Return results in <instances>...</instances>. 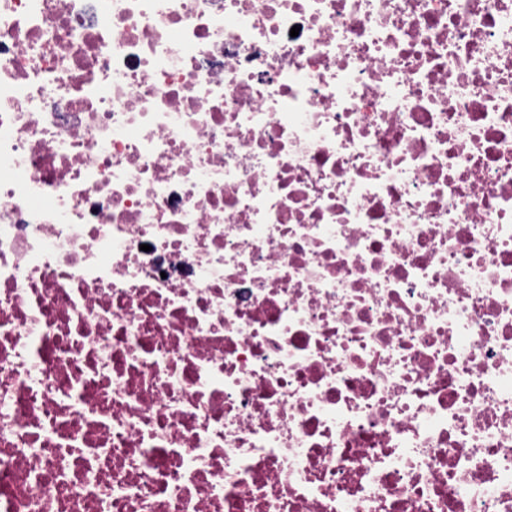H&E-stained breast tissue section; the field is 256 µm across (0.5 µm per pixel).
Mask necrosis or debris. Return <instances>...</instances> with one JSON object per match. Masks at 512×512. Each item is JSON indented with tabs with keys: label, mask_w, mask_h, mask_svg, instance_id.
Wrapping results in <instances>:
<instances>
[{
	"label": "necrosis or debris",
	"mask_w": 512,
	"mask_h": 512,
	"mask_svg": "<svg viewBox=\"0 0 512 512\" xmlns=\"http://www.w3.org/2000/svg\"><path fill=\"white\" fill-rule=\"evenodd\" d=\"M0 512H512V0H0Z\"/></svg>",
	"instance_id": "1"
}]
</instances>
